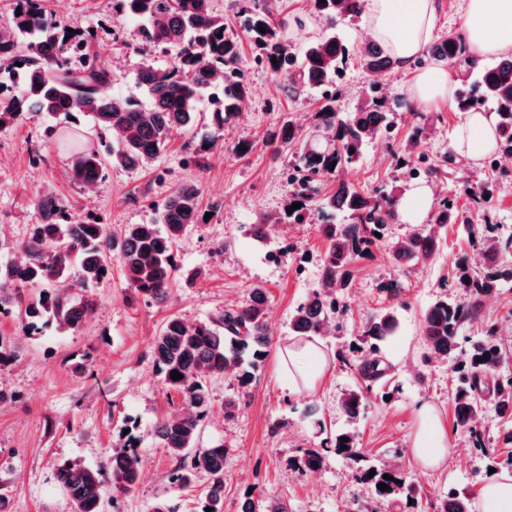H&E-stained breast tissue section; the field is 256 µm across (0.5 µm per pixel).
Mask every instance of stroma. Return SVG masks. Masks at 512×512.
I'll list each match as a JSON object with an SVG mask.
<instances>
[{
    "label": "stroma",
    "mask_w": 512,
    "mask_h": 512,
    "mask_svg": "<svg viewBox=\"0 0 512 512\" xmlns=\"http://www.w3.org/2000/svg\"><path fill=\"white\" fill-rule=\"evenodd\" d=\"M113 0H47L45 14L59 31L75 30L90 43L112 76L120 94L138 95L135 77L143 63L169 67L173 52L141 44L134 23L119 21ZM231 0H214L227 33L239 44L240 64L253 90L243 117L225 124L215 146L204 139L207 127L176 134L151 166L130 172L107 168L94 185L72 174L71 140L104 149L111 135L100 134L91 118L79 124L59 116L48 120L28 114L0 125V237L21 242L37 223V202L53 192L70 214L100 216L113 231L128 224H148L154 206L178 184L191 182L200 192L206 223L189 227L175 248L181 267L165 300L147 303L135 297L120 267L109 281L92 287L71 273L68 291L88 299L93 314L78 331L63 330L54 321L27 335L16 315L0 314V344L14 351L13 362L0 366V506L6 512H71L57 478L68 462L104 467L125 443L126 425L139 437L143 460L136 488L107 492L104 512H201L210 479L199 475L185 489H173L169 474L174 460L154 436L156 422L180 407L182 397L169 389L153 368L150 344L167 317L187 321L209 317L223 308L244 303L254 284L270 292V347L248 385L225 373L210 386L208 413L196 445L224 444L223 512H240L246 496L276 497L289 512H366L371 486L355 477V464L333 448L336 433L350 429L370 464L399 469L417 490L415 502L395 499L391 512H435L449 488L479 492L490 469H512V424L495 403L481 413L485 445L465 446L454 423V362L425 363L420 333L424 310L440 296H468L463 275L476 250L463 223L494 224L512 232V168L487 164H452L450 173L427 177L433 201L450 198L460 216L438 228V249L426 261L401 265L391 259L390 245L406 225L386 226L347 268L349 286L337 316L342 329L323 335L328 366L313 392L283 389L276 352L288 338V320L306 296L321 283V258L328 247L319 231L321 218L304 224H279L267 246H259L243 228L265 217L286 213L297 200L288 180L292 151L271 143L272 132L291 120L302 138L322 139L325 130L317 114L321 91L289 94L284 77L256 64L251 43L230 7ZM274 23L293 51L318 40L326 30L310 0H276ZM409 72L394 70L374 79L351 59L341 76L336 110L353 112L372 82L392 114L389 134L365 145L358 161L339 169L320 184L323 194L348 183L384 198L395 187L413 180L404 145L415 119L407 102ZM427 133L421 151L429 163L440 164L454 154V143L465 115L445 102L424 107ZM246 152H239L241 143ZM197 271L186 282V271ZM402 288L397 308L399 326L383 345L384 354H398L387 384L389 394H368L355 420L339 406L341 395L357 382L359 337L367 320L387 305L389 286ZM494 320L503 338L512 337V282H501L481 297L476 316L460 327L461 337L481 335L486 320ZM239 400L233 416H225L227 398ZM431 403L448 426V446L441 467L428 469L412 455L411 438L419 404ZM321 449L323 467L298 473L291 459L305 449Z\"/></svg>",
    "instance_id": "35a3bbf8"
}]
</instances>
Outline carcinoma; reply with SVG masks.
Here are the masks:
<instances>
[{"mask_svg":"<svg viewBox=\"0 0 512 512\" xmlns=\"http://www.w3.org/2000/svg\"><path fill=\"white\" fill-rule=\"evenodd\" d=\"M116 14L138 24L144 44L162 46L175 53L172 66L158 68L144 64L136 74L142 97H122L111 90V74L87 52V42L77 37L65 38L45 21L44 0H18L21 15L0 27V54L22 48L23 66L0 70V124L24 114L47 116L76 113L91 116L102 130L115 134L112 145L100 154L95 148H80L74 157L73 177L84 183L95 182L107 166L130 171L147 168L163 152L173 134L190 130L203 107L211 108L215 133L237 114L239 104L252 94L239 66V47L227 33L224 16L218 14L213 0H114ZM361 0H313L315 9L325 18L329 31L295 54L279 34L273 21L270 0H237L243 29L257 50L255 59L274 73L289 77L288 90H323L325 103L318 119L331 133L333 146L320 147L299 142L296 128L286 120L280 127V145L297 147L296 160L288 178L298 184L301 207L288 215V222L304 223L311 215L309 204L318 197L320 178L355 163L362 148L378 134L391 127L385 103L369 95L345 118L338 117L336 79L349 59L342 39L331 31L336 17L354 16ZM265 32H260L259 27ZM432 53L440 58L463 57L465 47L460 37L450 34L438 41ZM81 55L83 66L75 69L70 57ZM363 65L376 75L394 70V62L377 43H368L360 52ZM476 83L479 96L461 90L457 107L463 112L490 108L495 114L498 153L512 152V55L480 67ZM419 123L413 126L405 151L414 153L426 133L427 116L414 113ZM335 166H330V163ZM391 196L386 206L370 202L356 187L341 184L336 193L319 200L318 212L326 220L320 231L328 241L322 258V288L314 291L293 311L291 335L319 336L340 303L337 289L346 286V268L359 252L372 243L375 233L395 220V202ZM38 223L20 244L25 260L0 261V307L3 313L18 308L21 323L29 334L39 329L45 319L54 320L62 329H77L93 313L89 300L77 301L65 291L70 269L79 267L83 281L98 285L110 275L111 257H117L126 281L135 295L144 301L159 300L169 293L178 272L174 246L192 224L203 222L199 195L195 185L182 183L157 205V217L150 224H127L118 234L110 226L97 221L73 217L62 201L51 193L38 203ZM342 222H336V218ZM458 218L450 199L439 204L434 224L419 228L396 239L391 258L400 262L419 261L430 257L437 248L434 225ZM474 239L480 240L477 258L482 271L469 277L468 288L473 303L466 306L440 297L424 312L421 333L429 362L454 356L461 345L459 329L464 319L476 308L474 300L492 292L500 281H512V265L503 255L512 252V235L502 238L486 234L473 224L464 225ZM272 225L264 222L246 227V233L259 244H266ZM399 291L388 289V304L371 317L359 348L358 374L366 387L345 392L343 411L355 417L373 384L387 373L382 355L383 342L398 327L396 306ZM270 296L262 284L251 288L248 300L211 317L188 323L171 316L166 319L151 342L153 366L167 386L181 394L184 407L163 419L155 435L176 461L169 475L173 487L184 489L205 474L210 478L205 507L223 512L224 456L227 449L219 444L212 448H195L199 427L210 402V382L226 371H237L241 384L251 379V370L267 353V319ZM497 323L484 325V336L470 344L467 361L456 370L454 426L469 438L474 447L484 443L480 428L484 399H492L501 415L512 420V376L494 373L507 358L497 338ZM177 371L183 378L171 379ZM347 442H340V438ZM139 439L127 435V450L112 456L108 462L111 490L122 493L135 489L142 468L137 451ZM334 450L358 461L356 438L351 432L336 435ZM321 453L310 450L290 461L299 473L322 467ZM374 476H369L370 471ZM362 469L363 480L372 486L376 503L374 512L395 496L412 495L415 489L406 484L403 475L386 468ZM390 476L386 480L383 475ZM58 478L73 505V512H103L105 484L103 472L97 468L64 463L58 466ZM389 489L382 491L377 484ZM472 498L455 488L448 489L438 512H471ZM241 512H288V505L277 498L257 502L245 498Z\"/></svg>","mask_w":512,"mask_h":512,"instance_id":"carcinoma-1","label":"carcinoma"}]
</instances>
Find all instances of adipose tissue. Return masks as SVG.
I'll use <instances>...</instances> for the list:
<instances>
[{
  "label": "adipose tissue",
  "mask_w": 512,
  "mask_h": 512,
  "mask_svg": "<svg viewBox=\"0 0 512 512\" xmlns=\"http://www.w3.org/2000/svg\"><path fill=\"white\" fill-rule=\"evenodd\" d=\"M365 17L372 39L382 45L396 68L411 70L408 98L420 109L437 102H453L459 81L443 60L417 70L413 64L431 41L437 17L436 0H366ZM463 33L474 61L512 52V0H466ZM495 123L491 116L469 112L460 127L456 150L478 162L492 150ZM280 382L290 392L313 390L322 377L327 359L319 344L310 342L294 349L279 348ZM417 429L411 448L426 467L443 464L448 431L435 407L416 409ZM474 512H512V473L502 471L484 481L474 501Z\"/></svg>",
  "instance_id": "1"
}]
</instances>
